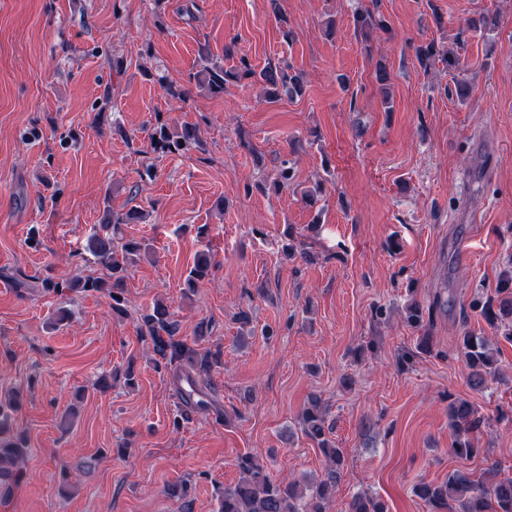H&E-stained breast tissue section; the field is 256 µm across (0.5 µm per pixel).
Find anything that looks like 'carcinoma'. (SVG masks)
Segmentation results:
<instances>
[{"label": "carcinoma", "mask_w": 512, "mask_h": 512, "mask_svg": "<svg viewBox=\"0 0 512 512\" xmlns=\"http://www.w3.org/2000/svg\"><path fill=\"white\" fill-rule=\"evenodd\" d=\"M355 30L367 36L372 32H390L386 18L370 10H359L353 15ZM498 26V17L480 12L459 23L456 43L462 47L471 33L491 32ZM416 59L423 70L441 62L448 69L459 67V58L442 42L431 40L416 48ZM257 79L263 86V96L270 102L283 98L293 100L305 94L306 85L302 74L293 70L286 60L268 64L256 71L251 63L240 57L236 66L229 69L214 61L207 49H201L199 69L190 74L189 84L204 87L212 94H222L230 83ZM199 123L171 124L156 115L148 137L154 152L162 155L182 154L191 148H202L197 135ZM295 177L292 162L280 160L273 181L259 185L277 190L291 183ZM142 218L137 209L123 214L105 207L100 231L91 235L85 250L95 261L103 265L106 273L101 276H80L59 281L52 275V266L37 278L38 287L48 293L63 294L79 289L85 293H99L110 299L112 315H128L125 297L126 278L129 269L137 264L142 255V243L127 239L122 225L135 224ZM211 254L207 250L198 253L184 279L185 294L194 293L198 284L210 275ZM470 307L493 326L501 329L502 336L512 341V259L499 275L496 295L486 299L474 298ZM210 335V324L197 325L195 338L188 341L180 336V323L174 319L169 307L161 301L143 312L137 321V336L144 349L151 353L150 361L160 371L169 373L178 394L177 414L173 426L189 419L194 412L210 410L214 404L211 372L222 365L223 351L198 348V343ZM464 351L471 384L482 387L487 378L498 374L497 359L482 336L466 334L459 337ZM0 402V500L8 502L20 485L24 473L28 442L24 435L13 434L10 414ZM448 419L456 439L453 454L468 460L478 453L474 434L480 431L484 420L477 409L467 400L448 403ZM302 430L325 458V467L312 486L301 488L295 480L288 482L270 476L258 456L247 453L238 458L241 476L237 484L224 488V498L219 512H330L329 499L341 478L343 452L330 438L332 427L327 424L324 403L318 397L309 400L301 415ZM415 494L426 504L428 512H512V477L490 476L475 480L472 473L458 469L440 482H420ZM346 512H387L383 500L366 493L354 496L346 506Z\"/></svg>", "instance_id": "1"}]
</instances>
